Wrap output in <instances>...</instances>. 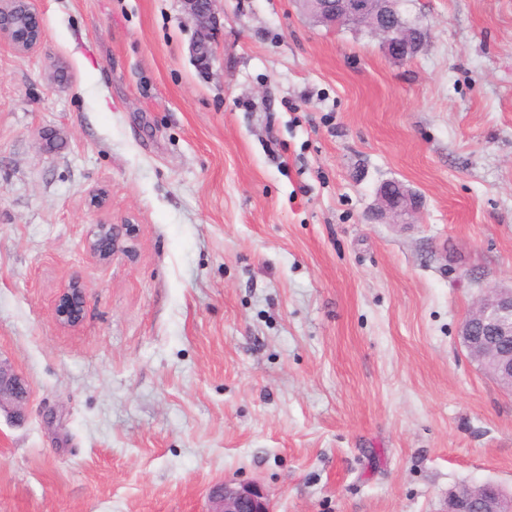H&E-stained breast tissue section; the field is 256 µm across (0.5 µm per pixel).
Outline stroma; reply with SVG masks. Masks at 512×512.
<instances>
[{"instance_id": "35a3bbf8", "label": "stroma", "mask_w": 512, "mask_h": 512, "mask_svg": "<svg viewBox=\"0 0 512 512\" xmlns=\"http://www.w3.org/2000/svg\"><path fill=\"white\" fill-rule=\"evenodd\" d=\"M0 39V512H444L512 491V395L459 330L512 285V0H407L412 60L295 0H30ZM420 197L378 215L380 185ZM106 191L103 214L89 210ZM131 250L94 262L98 219ZM80 278L76 330L54 303ZM42 27L27 0L0 1V37L7 38L19 53L30 51L39 42ZM185 11L196 25L198 38L195 45L196 59L201 65H208L213 54L216 30L220 27L215 10L216 0H181ZM28 399V389L13 368L0 360V410L21 416ZM207 512H274L266 490L258 483L221 482L208 494ZM478 493L470 487L458 490L448 497L446 512H511L512 497L499 487L484 483L478 486Z\"/></svg>"}]
</instances>
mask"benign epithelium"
Segmentation results:
<instances>
[{"label":"benign epithelium","instance_id":"obj_1","mask_svg":"<svg viewBox=\"0 0 512 512\" xmlns=\"http://www.w3.org/2000/svg\"><path fill=\"white\" fill-rule=\"evenodd\" d=\"M185 11L196 25V59L208 65L213 54L216 30L220 27L216 0H182ZM400 0H299L303 10L318 24L334 29L342 23L364 25L384 41L387 55L406 61L417 55L407 41L397 38ZM42 27L30 10L28 0H0V37L7 38L19 53L30 51L39 42ZM382 211L400 220L419 209L415 192L396 181L378 189ZM134 236V225L103 222L87 240V251L100 263H108L129 251L127 242ZM87 294L81 281L74 278L55 303L56 322L64 328H76L83 320ZM460 336L468 352H478L494 360L493 378L506 391H512V287L492 288L480 299L476 310L464 321ZM28 389L13 368L0 360V410L21 415ZM207 512H274L266 490L258 483L224 481L208 494ZM446 512H512V497L499 487L484 483L478 492L460 489L448 497Z\"/></svg>","mask_w":512,"mask_h":512}]
</instances>
